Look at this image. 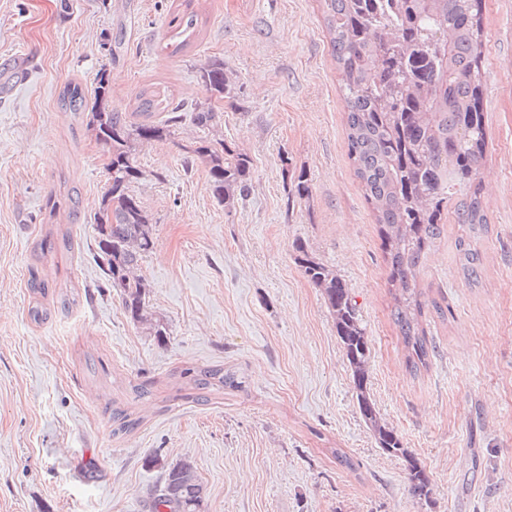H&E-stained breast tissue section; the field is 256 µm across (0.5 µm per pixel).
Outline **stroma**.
<instances>
[{
  "instance_id": "obj_1",
  "label": "stroma",
  "mask_w": 512,
  "mask_h": 512,
  "mask_svg": "<svg viewBox=\"0 0 512 512\" xmlns=\"http://www.w3.org/2000/svg\"><path fill=\"white\" fill-rule=\"evenodd\" d=\"M178 3L0 0V512H150L161 478L150 456L191 460L206 512H512V0H485L483 15L481 279H464L447 217L419 274L446 315L427 316L438 352L417 375L347 155L320 0H199L200 34L173 55ZM215 55L239 88L217 123L184 117L136 154L145 176L133 192L154 237L140 270L167 327L161 344L103 285L94 216L107 149L59 93L72 80L92 92L104 70L114 111H133L146 88L191 104L207 97L198 71ZM218 139L252 164L247 196L230 206L187 153ZM300 170L310 193L289 197ZM52 229L74 247L38 261ZM297 240L348 284L370 339V395L429 474V501L410 495L407 458L379 448L360 415L334 318L294 259ZM201 365L235 370L242 390L183 399V369ZM116 408L137 428L114 433Z\"/></svg>"
}]
</instances>
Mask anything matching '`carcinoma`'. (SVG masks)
Listing matches in <instances>:
<instances>
[{"label":"carcinoma","mask_w":512,"mask_h":512,"mask_svg":"<svg viewBox=\"0 0 512 512\" xmlns=\"http://www.w3.org/2000/svg\"><path fill=\"white\" fill-rule=\"evenodd\" d=\"M331 55L341 76L346 102L348 155L372 209L384 260L389 269L391 316L405 350V364L417 373L428 367L435 342L424 326L425 308L441 316L437 303L422 300L418 275L424 253L443 230L444 211L453 206L462 234L456 250L467 279L480 274V254L473 241L487 228L480 195V172L486 156L483 108V12L485 0H321ZM171 14L173 34L166 48L183 51L196 33L194 0ZM207 101L191 106L193 122L215 121L212 102L235 97L236 85L214 57L201 70ZM111 85L101 72L88 103L84 89L66 84L59 100L65 111L86 115L98 142L107 148L108 184L95 223L97 248L110 288L127 315L164 340V323L148 311L147 283L137 274L140 261L154 246L152 224L132 190L143 176L136 164L138 148L163 139L181 123L180 104L159 100L148 90L135 111L109 106ZM136 120H131V117ZM205 163L213 194L229 206L249 190L251 161L224 146L203 141L189 149ZM305 172L292 176L288 195L309 193ZM295 260L307 279L321 289L351 370L359 412L379 448L407 462L412 497L426 500L432 483L410 456L397 432L381 421L368 391L370 345L347 283L294 243ZM191 385L186 398L204 400L214 388H233L230 370L214 366L185 369ZM162 483L149 501L151 512H205V491L192 461L165 466Z\"/></svg>","instance_id":"obj_1"}]
</instances>
